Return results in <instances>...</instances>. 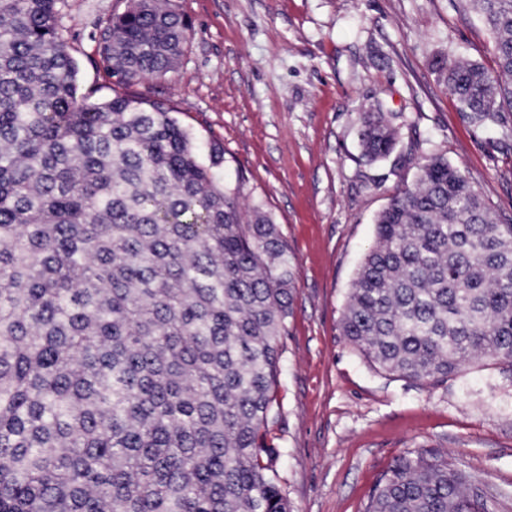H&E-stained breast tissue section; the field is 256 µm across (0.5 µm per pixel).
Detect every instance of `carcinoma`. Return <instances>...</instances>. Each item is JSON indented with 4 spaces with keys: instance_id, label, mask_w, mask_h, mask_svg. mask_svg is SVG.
<instances>
[{
    "instance_id": "cac0c4a2",
    "label": "carcinoma",
    "mask_w": 512,
    "mask_h": 512,
    "mask_svg": "<svg viewBox=\"0 0 512 512\" xmlns=\"http://www.w3.org/2000/svg\"><path fill=\"white\" fill-rule=\"evenodd\" d=\"M60 0H0V512H290L264 442L291 309L288 245L243 212L161 103L78 95ZM496 69L444 62L478 126L512 114V0H468ZM188 24L129 0L103 33L119 87L159 79ZM369 162L396 129L381 108ZM376 218L341 335L366 360L434 386L465 366L512 369V224L460 168L417 164ZM364 512H489L442 456L412 451Z\"/></svg>"
}]
</instances>
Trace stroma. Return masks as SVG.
I'll use <instances>...</instances> for the list:
<instances>
[{
	"label": "stroma",
	"instance_id": "1",
	"mask_svg": "<svg viewBox=\"0 0 512 512\" xmlns=\"http://www.w3.org/2000/svg\"><path fill=\"white\" fill-rule=\"evenodd\" d=\"M128 0H61L80 94L110 97L103 33ZM192 23L184 56L131 85L158 100L202 150L224 147L218 175L245 177L292 257V314L265 430L292 512H362L407 452L450 459L512 512V371L473 364L430 387L374 370L340 334L375 218L417 163L445 157L499 223H512V120L472 124L438 61L494 69V39L464 0H176ZM381 105L398 131L367 163L361 112Z\"/></svg>",
	"mask_w": 512,
	"mask_h": 512
}]
</instances>
